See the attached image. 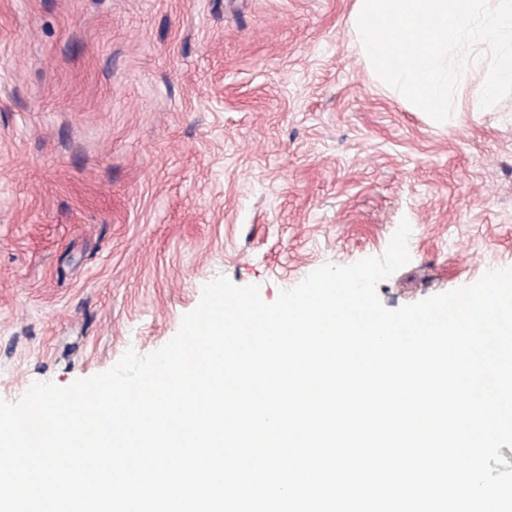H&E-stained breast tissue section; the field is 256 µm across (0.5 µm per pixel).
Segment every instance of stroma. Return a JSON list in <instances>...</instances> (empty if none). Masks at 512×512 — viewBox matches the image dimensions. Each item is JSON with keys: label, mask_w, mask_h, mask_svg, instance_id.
Here are the masks:
<instances>
[{"label": "stroma", "mask_w": 512, "mask_h": 512, "mask_svg": "<svg viewBox=\"0 0 512 512\" xmlns=\"http://www.w3.org/2000/svg\"><path fill=\"white\" fill-rule=\"evenodd\" d=\"M355 0H0V400L149 354L218 275L382 255L390 309L512 265V96L435 122Z\"/></svg>", "instance_id": "1"}]
</instances>
